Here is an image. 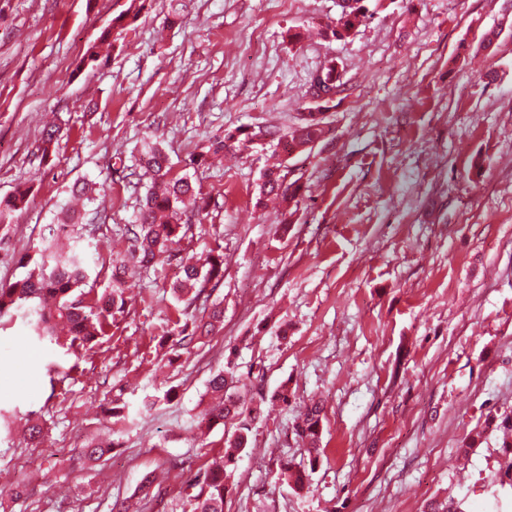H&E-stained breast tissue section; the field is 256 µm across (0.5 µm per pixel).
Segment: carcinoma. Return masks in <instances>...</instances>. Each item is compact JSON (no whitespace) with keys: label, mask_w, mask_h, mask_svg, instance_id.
I'll use <instances>...</instances> for the list:
<instances>
[{"label":"carcinoma","mask_w":512,"mask_h":512,"mask_svg":"<svg viewBox=\"0 0 512 512\" xmlns=\"http://www.w3.org/2000/svg\"><path fill=\"white\" fill-rule=\"evenodd\" d=\"M353 5L343 10L336 25L328 27L325 35L336 40L349 37L365 18V0H351ZM138 14L128 13L112 19L100 40L112 37V32H123L131 27ZM318 84L326 91L342 85L341 71L336 59L325 60L317 75ZM329 134L324 117L309 112L300 125L286 134L290 151H310ZM255 133L238 128L216 137L208 150L218 153L231 148H244L253 142ZM57 130L43 133L37 147L39 162L45 164L55 146ZM140 167L148 180L146 192L139 201L135 221L124 225L121 237L127 241L126 251L110 262L107 284L103 291L96 288L97 278L91 275L80 243L84 237L100 230L98 224H84L69 210H62L56 218L54 236L45 240L35 254L19 257V267L25 274L14 280H0V318L10 316L26 307L35 318L31 330L39 340H49L69 351L94 349L109 335L116 315L125 312L133 299L130 289L135 278L147 273L158 264H176L179 275L171 284V293L177 303L176 320L163 332L173 337V345L188 349L224 323V308L209 302L211 293L224 282V253L220 248L210 249L195 263L184 261L181 247L194 238L192 219L207 210L210 199L186 177L172 174L167 156L159 146L144 148ZM298 181H288V170L281 166L267 169L259 185L257 202L274 197L289 204L299 195ZM32 187L18 186L0 197V241L11 226L14 215L29 203ZM242 381L235 363L227 359L224 369L215 373L208 382L209 404L202 416V424L213 428L227 421L236 422V432L226 440L224 451L215 456L203 472L201 479L190 485L193 492L185 494L183 512H224L225 479L236 468L248 445V434L257 418V408L246 406L245 396L239 391ZM323 407L313 401L305 406L295 426L296 435L306 446L307 463H284L280 467L281 479L288 481L295 493L310 488L309 476L321 460ZM500 430L502 443L495 457V481L512 491V411L488 418L483 432L466 442L475 446L482 433ZM114 444L92 439L83 448L90 465L108 454Z\"/></svg>","instance_id":"1"}]
</instances>
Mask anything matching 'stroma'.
Listing matches in <instances>:
<instances>
[{
  "label": "stroma",
  "mask_w": 512,
  "mask_h": 512,
  "mask_svg": "<svg viewBox=\"0 0 512 512\" xmlns=\"http://www.w3.org/2000/svg\"><path fill=\"white\" fill-rule=\"evenodd\" d=\"M131 3L0 0V196L33 187L0 244V278L21 276L19 257L51 234L77 182L105 206L81 210L102 225L85 244L90 266L123 253L117 228L135 220L140 152L156 141L173 174L211 198L192 248L224 253L212 294L224 325L187 350L160 345L177 315L166 264L80 356L35 339L27 311L13 315L0 326V408L35 415L45 437L0 435V512H112L170 460L186 470L169 471L143 512H182L195 470L236 429L198 426L229 358L261 377L265 400L224 512H421L450 497L463 512H512V493L492 486L500 433L461 450L488 415L512 410V0H384L343 40L321 35L340 0H148L106 63L81 67ZM330 56L343 85L328 144L291 154L267 139L191 165L236 128L287 133ZM51 123L59 144L44 165L33 151ZM275 158L302 186L289 218L256 203ZM282 385L286 405L270 400ZM147 394L161 402L144 413ZM313 399L323 459L298 494L277 473L303 459L294 425ZM95 437L115 447L92 467L80 443ZM17 485L30 497L11 499Z\"/></svg>",
  "instance_id": "stroma-1"
}]
</instances>
